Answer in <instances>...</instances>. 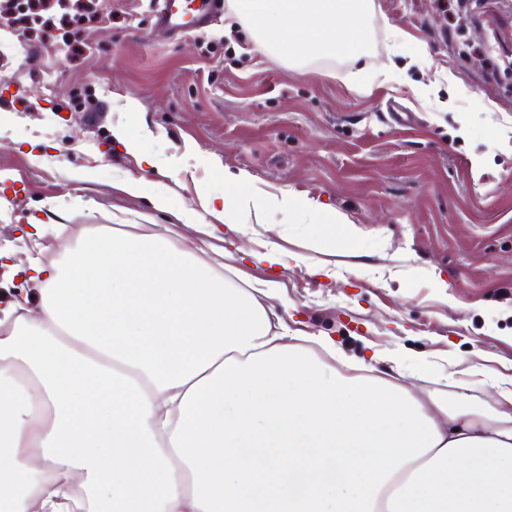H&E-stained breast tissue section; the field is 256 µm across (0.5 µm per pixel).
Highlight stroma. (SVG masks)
I'll return each mask as SVG.
<instances>
[{
	"instance_id": "35a3bbf8",
	"label": "stroma",
	"mask_w": 512,
	"mask_h": 512,
	"mask_svg": "<svg viewBox=\"0 0 512 512\" xmlns=\"http://www.w3.org/2000/svg\"><path fill=\"white\" fill-rule=\"evenodd\" d=\"M392 26L424 43L423 63L408 65ZM252 41L229 6L174 38L155 32L152 0H71L38 30L0 18V251L48 263L88 225L137 224L237 286L273 279L277 316L333 337L365 374L419 394L452 372L473 403L493 401L491 377L512 376V0H375L360 64L294 69ZM361 65L403 74L365 86L349 79ZM116 126L149 128L162 169ZM228 171L317 199L358 239L239 204L223 239L199 244L179 216L223 195ZM129 176L167 210L123 192ZM32 224L54 232L34 242ZM225 240L241 253L218 258ZM272 248L288 267L251 257Z\"/></svg>"
}]
</instances>
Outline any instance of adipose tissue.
Returning <instances> with one entry per match:
<instances>
[{
  "mask_svg": "<svg viewBox=\"0 0 512 512\" xmlns=\"http://www.w3.org/2000/svg\"><path fill=\"white\" fill-rule=\"evenodd\" d=\"M374 0H234L265 50L359 60ZM254 208L359 232L292 195ZM0 309V512H512V376L496 405L336 370L168 240L97 225Z\"/></svg>",
  "mask_w": 512,
  "mask_h": 512,
  "instance_id": "obj_1",
  "label": "adipose tissue"
}]
</instances>
